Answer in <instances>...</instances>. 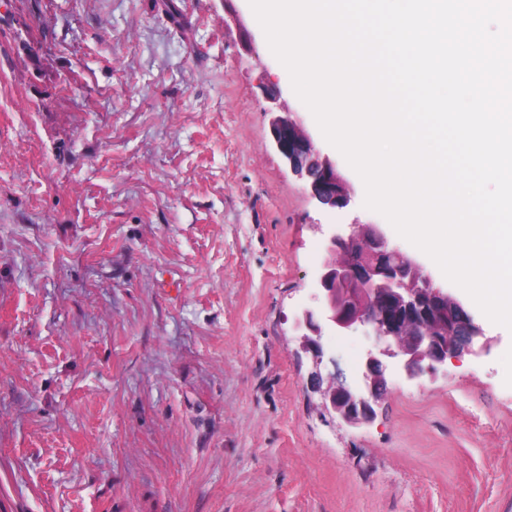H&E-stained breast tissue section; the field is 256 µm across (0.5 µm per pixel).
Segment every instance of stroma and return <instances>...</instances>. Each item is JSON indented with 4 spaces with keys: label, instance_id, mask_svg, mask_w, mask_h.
<instances>
[{
    "label": "stroma",
    "instance_id": "35a3bbf8",
    "mask_svg": "<svg viewBox=\"0 0 512 512\" xmlns=\"http://www.w3.org/2000/svg\"><path fill=\"white\" fill-rule=\"evenodd\" d=\"M364 196L248 0H0V512H512V331L362 429L311 388L316 227L383 223ZM274 106L270 131L276 151L289 171L302 181L311 200L322 209L343 210L350 206L353 187L336 166V161L322 155L307 128L281 102L280 92L269 95Z\"/></svg>",
    "mask_w": 512,
    "mask_h": 512
}]
</instances>
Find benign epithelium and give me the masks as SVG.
Here are the masks:
<instances>
[{
	"mask_svg": "<svg viewBox=\"0 0 512 512\" xmlns=\"http://www.w3.org/2000/svg\"><path fill=\"white\" fill-rule=\"evenodd\" d=\"M269 100L272 143L289 171L320 208H348L353 187L336 162L321 153L280 93ZM316 229L325 236V258L314 283L316 306L302 312L295 329L301 351L314 363L325 412L341 424L369 426L391 376L415 380L434 374L448 360L474 352L484 331L416 259L391 247L381 225L355 220L332 224L326 232L320 224ZM358 331L372 339V346L356 381L339 372L322 376L318 369L324 362L336 364L323 337Z\"/></svg>",
	"mask_w": 512,
	"mask_h": 512,
	"instance_id": "obj_1",
	"label": "benign epithelium"
}]
</instances>
